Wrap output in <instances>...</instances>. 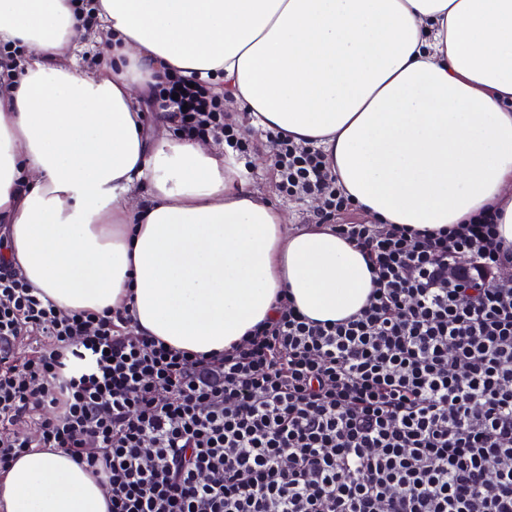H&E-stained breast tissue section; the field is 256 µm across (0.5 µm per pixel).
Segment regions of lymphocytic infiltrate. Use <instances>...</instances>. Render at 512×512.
Segmentation results:
<instances>
[{
  "label": "lymphocytic infiltrate",
  "instance_id": "lymphocytic-infiltrate-1",
  "mask_svg": "<svg viewBox=\"0 0 512 512\" xmlns=\"http://www.w3.org/2000/svg\"><path fill=\"white\" fill-rule=\"evenodd\" d=\"M156 103L227 157L253 146L204 81L170 72ZM265 140L282 190L334 222L350 199L323 153ZM497 221L336 224L373 275L364 309L321 324L283 295L211 355L130 333L125 310L61 312L0 268V471L66 449L110 512H512V245Z\"/></svg>",
  "mask_w": 512,
  "mask_h": 512
}]
</instances>
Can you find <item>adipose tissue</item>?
I'll list each match as a JSON object with an SVG mask.
<instances>
[{
	"instance_id": "1",
	"label": "adipose tissue",
	"mask_w": 512,
	"mask_h": 512,
	"mask_svg": "<svg viewBox=\"0 0 512 512\" xmlns=\"http://www.w3.org/2000/svg\"><path fill=\"white\" fill-rule=\"evenodd\" d=\"M109 68L61 63L80 0H0V260L63 312L130 308L131 329L222 352L288 293L308 319L358 313V248L237 183L223 151L140 98L173 70L210 80L261 129L319 147L380 224L435 230L499 210L512 243V0H95ZM62 448L0 472V512H108Z\"/></svg>"
}]
</instances>
